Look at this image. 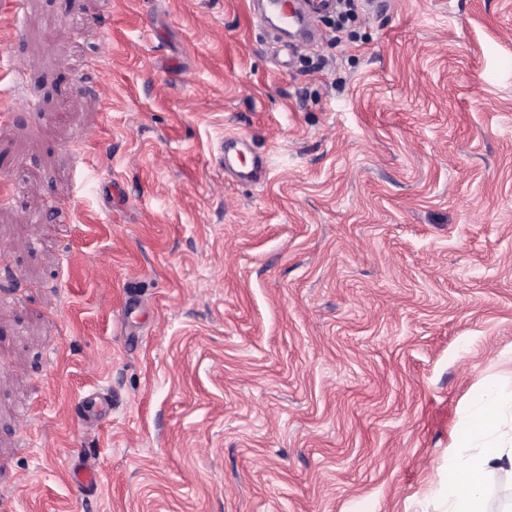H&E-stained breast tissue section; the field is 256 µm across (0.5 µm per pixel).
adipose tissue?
I'll use <instances>...</instances> for the list:
<instances>
[{"label":"adipose tissue","mask_w":512,"mask_h":512,"mask_svg":"<svg viewBox=\"0 0 512 512\" xmlns=\"http://www.w3.org/2000/svg\"><path fill=\"white\" fill-rule=\"evenodd\" d=\"M507 468L512 470V397L488 388L471 406L469 427L447 474L436 477L441 512H499L487 482Z\"/></svg>","instance_id":"obj_1"}]
</instances>
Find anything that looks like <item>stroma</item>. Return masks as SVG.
I'll list each match as a JSON object with an SVG mask.
<instances>
[{
	"mask_svg": "<svg viewBox=\"0 0 512 512\" xmlns=\"http://www.w3.org/2000/svg\"><path fill=\"white\" fill-rule=\"evenodd\" d=\"M254 9L26 0L0 40V512H437L512 392V0H366L292 54ZM244 143L239 138H224L221 144V162L224 163V171L231 174L236 181L257 185L264 182L267 175L266 158L262 155L254 156L250 164H237L242 157L238 145ZM71 475L73 487L80 493L95 490L100 484V470L95 463L89 460L75 464Z\"/></svg>",
	"mask_w": 512,
	"mask_h": 512,
	"instance_id": "obj_1",
	"label": "stroma"
}]
</instances>
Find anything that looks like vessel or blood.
Instances as JSON below:
<instances>
[{
	"label": "vessel or blood",
	"mask_w": 512,
	"mask_h": 512,
	"mask_svg": "<svg viewBox=\"0 0 512 512\" xmlns=\"http://www.w3.org/2000/svg\"><path fill=\"white\" fill-rule=\"evenodd\" d=\"M25 0H0V37L9 38L19 33ZM336 0H261L256 21L263 28H271L288 35L291 40H303L312 35L313 18L332 12ZM221 160L225 172L236 181L257 185L264 182L267 163L264 156H254L251 163H241L239 141L225 139L221 145ZM73 487L78 492L95 490L100 483V470L90 461L75 464L71 471Z\"/></svg>",
	"instance_id": "obj_1"
}]
</instances>
